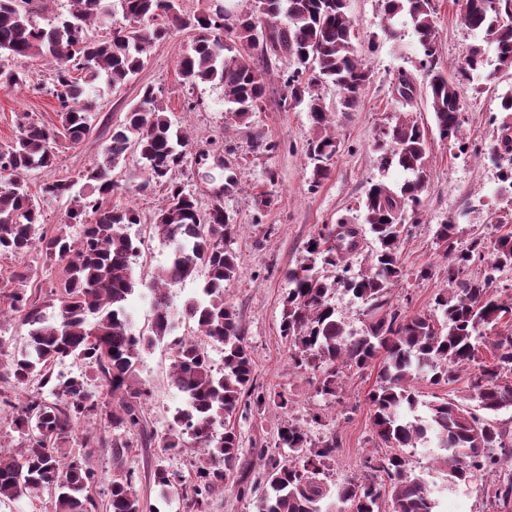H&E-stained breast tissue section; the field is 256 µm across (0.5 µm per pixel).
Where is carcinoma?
<instances>
[{
	"instance_id": "obj_1",
	"label": "carcinoma",
	"mask_w": 512,
	"mask_h": 512,
	"mask_svg": "<svg viewBox=\"0 0 512 512\" xmlns=\"http://www.w3.org/2000/svg\"><path fill=\"white\" fill-rule=\"evenodd\" d=\"M72 2L68 16L40 27L33 16L42 10V0H0V87L23 84L28 60L47 61L53 68L52 94L62 127L59 131L35 122L23 112L17 115L15 140L0 150V173L11 176L0 187V252L19 257L37 249L44 262L62 269L46 301L28 294L31 275L26 266L14 269L0 286V315L15 314L27 327L25 349L0 362V383L25 392L17 405L0 401L11 406L12 428L21 438L18 456H0V503L50 489L53 512L96 508L90 494L94 471L84 458H61L56 449L98 413L100 403L89 391L96 380L117 399L118 408L109 415L112 429H143L147 390L134 384L141 352L180 321L188 333L177 341L171 378L184 394V404L175 410L158 444L174 449L194 442L207 452L193 466L189 483L163 468L155 470L154 481L165 491L181 490L187 512H202L215 488L234 484L239 437L230 426L233 415L247 400L258 412L272 400V394L257 390L237 312L224 303V285L239 270L231 248L239 225L219 200L200 210L194 195L173 177L188 157L189 139L173 125L159 92L150 85L142 86L139 104L112 127L102 160L83 175L90 192H73L74 183L67 178L44 183V194L71 202L56 231H42L40 208L21 174L52 165L58 134L73 145L89 134L94 101L73 72L85 73L89 82L103 76L114 85L124 83L144 68L149 46L176 31L193 32L189 48L177 60L182 83L223 87L224 104L241 123L251 118L266 94L265 72L251 62L252 51L294 59L297 68L286 87L291 98L307 101L314 124L306 155L315 185L328 177L338 147L336 136L327 132V113L315 87L333 84L342 106L352 109L370 74L358 59L347 0H255L253 11L238 15L218 0L192 14L182 0ZM381 2L387 20L409 17L426 62L433 63L434 0ZM118 13L123 22L112 27L109 37L89 34L92 26ZM463 21L495 46L499 65L512 68V0H465ZM309 70L312 77L304 84L302 75ZM463 73L488 84L495 80L494 73L484 72L482 46L471 48ZM429 75L428 101L439 137L466 154L459 83L433 66ZM396 81L399 96L413 100L412 74L401 70ZM378 147L387 163L409 177L396 189L371 185L362 201L361 223L341 219L308 239L305 258L288 270L281 333L291 344L295 364L316 373L317 392L325 399H336L348 373L378 366V385L368 395L370 418L378 447L389 452L366 457L364 476L350 477L332 489L322 475L336 458V441L315 445L301 427L286 420L278 428V447L288 449V460L265 472L259 512H336L340 503L356 506V512H435L428 480L415 473L404 453L431 441L442 451L448 483L481 481L490 505L502 509L512 504V475L497 478L504 465L512 467V439L491 418L512 408V322L493 338L486 333L501 325L506 304L512 305V294L495 295L499 274L512 270V233L500 235L489 252L480 238L456 246V225H438L436 239L448 254V288L435 297L440 317L403 316L388 305L386 296L404 276L403 226L408 213H418L427 186L428 140L423 126L410 114L399 113L390 118ZM132 148L143 162L147 183L165 188L166 204L151 230L170 247L167 264L147 284L153 319L138 334L132 331L127 302L137 284L134 265L140 248L127 227L140 223L139 214L129 207L102 205L118 191L112 171ZM493 153L502 162L501 181L512 187L511 125L500 126ZM366 231L378 247L367 268L355 274L346 257L357 251L358 238ZM477 262L486 268L472 276L468 270ZM328 266L336 269L335 276L323 274ZM202 269L205 281L197 295L182 308L174 307L171 289L195 279ZM338 287L365 305L366 323L359 334L346 329L330 303V292ZM206 343L221 346L222 369L214 368ZM70 358L83 362L90 374L66 378L54 373L55 364ZM463 369L469 371L466 392L473 405L442 398L427 405V416L407 417L419 404L410 385L415 374L425 371L438 385L454 381ZM107 497L111 512H142L129 475L112 480Z\"/></svg>"
}]
</instances>
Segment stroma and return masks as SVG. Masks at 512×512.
<instances>
[{"label": "stroma", "mask_w": 512, "mask_h": 512, "mask_svg": "<svg viewBox=\"0 0 512 512\" xmlns=\"http://www.w3.org/2000/svg\"><path fill=\"white\" fill-rule=\"evenodd\" d=\"M435 6L436 67L453 74L481 36L465 26L460 0H435ZM348 9L370 82L352 109L341 106L334 86L321 87L322 103L339 150L330 162L328 178L318 186L310 184L311 167L305 155L313 134L310 114L287 98L285 80L296 69L294 60L281 54L255 55L256 65L266 74V96L248 123H238L227 110L222 87L212 83L189 87L181 82L176 63L191 43L187 32L152 44L146 67L131 81L117 86L101 79L94 81L91 94L96 110L90 118L88 136L76 145L62 143L51 167L25 177L40 206L45 230H53L63 223L68 203L43 194L42 184L68 178L84 186L83 176L101 160L113 125L139 101L142 86L149 84L161 92L170 118L191 139V153L183 168L176 170V180L196 197L201 210H208L214 200H222L225 211L239 224L232 243L239 258V276L226 284L224 301L238 313L258 386L283 393L289 403L284 409L270 404L260 412L240 408L232 423L240 438V470L248 490L242 495L230 487L217 489L204 512H258L265 492L261 473L285 454L277 446V430L286 421L301 427L313 443L337 441L339 455L324 476L327 484L364 472L361 462L376 446L368 405V395L377 384L376 367L349 375L339 399H322L312 372L296 368L291 361L289 341L282 336L280 324L287 273L301 261L307 240L334 227L337 219L357 223L358 204L371 184L393 187L403 182L404 172L386 165L378 148L393 113L410 112L424 126L429 177L418 218H406L404 223L405 276L388 295L392 307L411 316L432 312L436 294L447 288L448 257L435 237L438 225L457 221L458 246H466L475 237L489 243L506 232L501 219L512 213L500 193L499 170L489 158L497 130L506 119L499 110V97L512 93V70L499 67L495 50L489 46L485 49L488 66L498 72L495 87L481 91L477 80H461L460 112L471 152L460 154L438 135L426 97L429 75L419 64L421 53L410 24H396L395 35L388 36L380 0H348ZM26 69V86L0 90V148L15 139L18 113H29L52 127L60 123L49 66L45 60L32 59ZM402 70L413 73L416 80V94L409 103L401 101L394 91V79ZM268 142L275 143V150H265ZM230 175L236 178L237 187L228 193L224 182ZM113 176L122 190L103 205L136 209L140 221L129 229L131 237L142 242L135 273L140 276L157 270L165 264L169 249L152 237L149 226L165 203V193L158 187L143 190L146 172L133 154L120 162ZM21 265L32 272L29 290L33 296L46 297L59 267L43 265L35 251L23 258L0 254V277ZM172 355L166 340L141 354L138 377L149 390L143 404L146 427L127 434V448H86L79 435L63 448L66 455L86 458L94 469L98 484L93 495L100 512L107 507V485L128 474L133 477L144 512H183L182 501L164 497L154 482V471L160 465L190 476L192 463L205 453L199 445L165 450L156 444L175 408L184 402L171 382ZM409 454L415 470L427 475L437 512H494L480 483H449L439 449L418 447Z\"/></svg>", "instance_id": "obj_1"}]
</instances>
